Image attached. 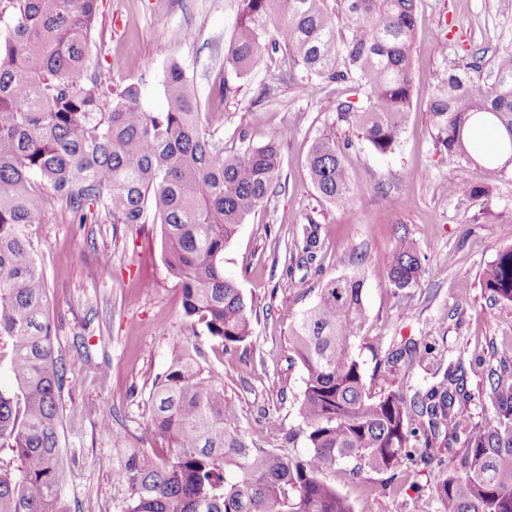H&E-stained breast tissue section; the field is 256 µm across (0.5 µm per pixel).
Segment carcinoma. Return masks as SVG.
Here are the masks:
<instances>
[{
	"label": "carcinoma",
	"mask_w": 512,
	"mask_h": 512,
	"mask_svg": "<svg viewBox=\"0 0 512 512\" xmlns=\"http://www.w3.org/2000/svg\"><path fill=\"white\" fill-rule=\"evenodd\" d=\"M418 0H240L225 63L245 75L265 50L286 55L305 89L353 84L366 100L337 106L338 117L372 151H394L412 97ZM99 0H0V512H63L60 507L62 395L80 369L55 355V326L44 271L33 250L45 223L47 194L84 224H142L153 202L163 226V258L182 293L195 336L230 352L253 336L252 307L224 273V249L239 226L282 192L278 137L224 153L206 129L185 72L164 75L167 107L150 112L139 87L104 89L86 77ZM347 31L339 29V17ZM429 112L436 143L479 165L481 181L444 183L448 194L480 196L484 181L512 171V52L481 75L476 58L448 62ZM489 121L500 141L481 159L468 132ZM311 183L327 202L349 203L358 187L331 131L307 154ZM300 259L315 258L320 225L302 227ZM412 243L392 249L386 272L394 294L418 284ZM493 297L512 302V247L500 249L483 276ZM368 319L358 273L327 280L290 330L291 351L305 370L299 407L301 452L265 448L246 436L234 401L197 349L172 358L149 395L151 417L126 447L115 474L128 495L121 512H353L330 482L354 463L394 472L429 463L448 440V469L435 485L439 512H512V350L489 380L491 419L467 421L465 366L448 365L421 402L395 390L373 393L350 342ZM419 360L408 341L390 359ZM430 436L414 456V417ZM464 440H459L463 422ZM461 442L458 448L453 447Z\"/></svg>",
	"instance_id": "carcinoma-1"
}]
</instances>
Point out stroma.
I'll return each mask as SVG.
<instances>
[{"instance_id": "1", "label": "stroma", "mask_w": 512, "mask_h": 512, "mask_svg": "<svg viewBox=\"0 0 512 512\" xmlns=\"http://www.w3.org/2000/svg\"><path fill=\"white\" fill-rule=\"evenodd\" d=\"M238 0H99L88 71L111 87L138 84L144 105L166 107L164 73L184 70L207 127L225 148L246 134L253 145L277 135L286 189L239 228L224 251V272L236 280L255 312L252 337L223 352L195 336L181 293L161 256V227L72 224L59 204L47 203L36 229L59 355L76 363V386L64 394L61 495L69 512H120L126 495L113 481L120 450L150 419L156 376L182 350L200 348L237 405L243 431L267 448L286 447L297 428L305 370L290 361L289 333L330 278L359 273L368 321L353 338V354L371 391L426 392L451 360L463 359L468 412L491 418L488 380L499 353L512 347V303L492 300L481 286L498 249L512 246V173L488 182L486 195H448V179L477 180L473 165L436 144L429 102L449 59L477 55L483 72L512 51V0H419L413 56V95L396 149L374 153L336 112L345 85L304 93L280 56L261 54L240 76L224 63ZM346 144L345 162L359 187L354 203L325 202L312 187L307 151L323 131ZM321 226L314 261L299 265L301 228ZM413 242L421 275L405 298L386 278L399 239ZM417 343L420 363L390 362L389 353ZM112 410V430L97 420ZM437 463L404 464L396 480L351 464L330 477L354 512H438Z\"/></svg>"}]
</instances>
